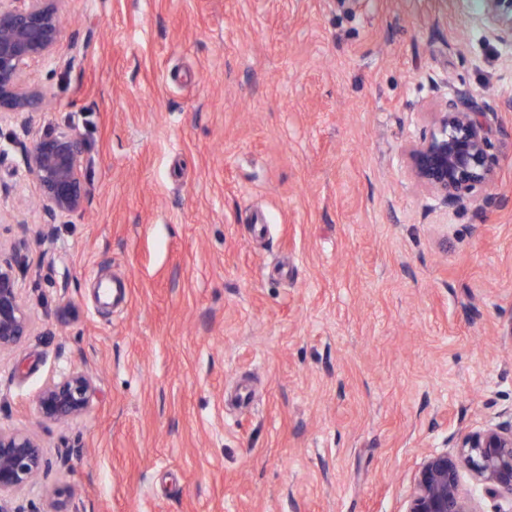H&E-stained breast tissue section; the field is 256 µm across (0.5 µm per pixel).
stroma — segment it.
Listing matches in <instances>:
<instances>
[{"mask_svg": "<svg viewBox=\"0 0 512 512\" xmlns=\"http://www.w3.org/2000/svg\"><path fill=\"white\" fill-rule=\"evenodd\" d=\"M59 12L26 70L31 139L84 143L53 241L0 121V251L32 317L0 353V426L49 461L23 512H406L428 454L512 422V50L480 0ZM440 79L499 110L495 206L409 174ZM68 369L96 376L91 409L40 421Z\"/></svg>", "mask_w": 512, "mask_h": 512, "instance_id": "35a3bbf8", "label": "stroma"}]
</instances>
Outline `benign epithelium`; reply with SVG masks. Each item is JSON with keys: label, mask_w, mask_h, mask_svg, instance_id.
I'll return each instance as SVG.
<instances>
[{"label": "benign epithelium", "mask_w": 512, "mask_h": 512, "mask_svg": "<svg viewBox=\"0 0 512 512\" xmlns=\"http://www.w3.org/2000/svg\"><path fill=\"white\" fill-rule=\"evenodd\" d=\"M59 0H0V119L7 115L27 123L26 110L42 98L28 86L26 67L36 57L51 55L59 35ZM478 20L486 38L512 48V0H482ZM437 111L429 133L405 149L413 179L445 207L491 205L484 193L495 177L490 153L495 113L468 88L448 91L436 86ZM84 150L71 131L34 141L26 151L25 169L37 185L47 221L41 233L53 238L57 217L82 209ZM18 250L0 251V353L30 334L32 319L22 297ZM95 377L69 370L46 381L34 398L43 422L67 423L83 416L97 396ZM456 452L426 456L414 483L406 512H480L474 497L461 492V471L467 470L481 492L512 505V424L488 423L461 434ZM46 460L42 444L31 433L0 427V512L32 486Z\"/></svg>", "instance_id": "benign-epithelium-1"}]
</instances>
